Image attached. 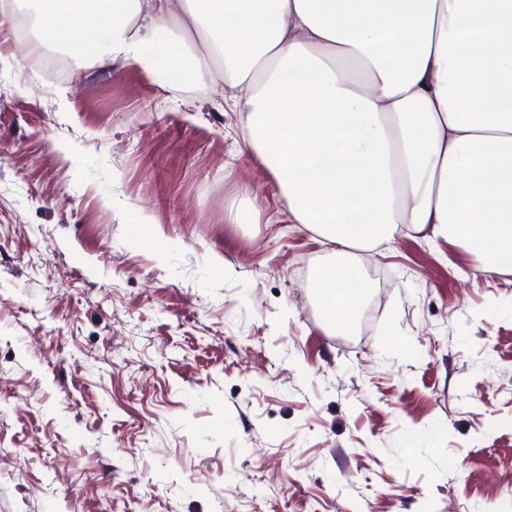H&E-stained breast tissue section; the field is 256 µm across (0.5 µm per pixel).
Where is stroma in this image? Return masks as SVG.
Wrapping results in <instances>:
<instances>
[{"label": "stroma", "mask_w": 512, "mask_h": 512, "mask_svg": "<svg viewBox=\"0 0 512 512\" xmlns=\"http://www.w3.org/2000/svg\"><path fill=\"white\" fill-rule=\"evenodd\" d=\"M0 15V512H512V274L406 232L351 331L212 60L74 61ZM257 198L254 223L228 201ZM154 235L136 241L134 227ZM224 211L227 212L231 224H251L254 210L252 201L249 195H245L241 200L234 201L224 206Z\"/></svg>", "instance_id": "1"}]
</instances>
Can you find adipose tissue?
Masks as SVG:
<instances>
[{"mask_svg": "<svg viewBox=\"0 0 512 512\" xmlns=\"http://www.w3.org/2000/svg\"><path fill=\"white\" fill-rule=\"evenodd\" d=\"M42 42L171 71L224 62L243 137L330 263L333 331L365 294L358 251L404 229L512 273V0H35ZM200 41L202 53L185 50Z\"/></svg>", "mask_w": 512, "mask_h": 512, "instance_id": "adipose-tissue-1", "label": "adipose tissue"}]
</instances>
